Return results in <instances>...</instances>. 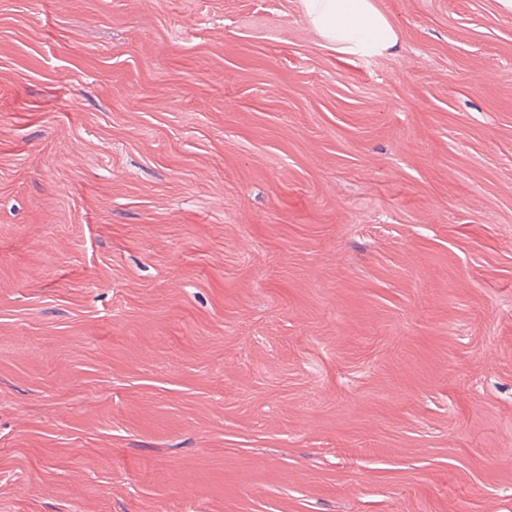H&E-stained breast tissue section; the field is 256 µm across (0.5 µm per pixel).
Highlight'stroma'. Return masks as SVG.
Instances as JSON below:
<instances>
[{"mask_svg": "<svg viewBox=\"0 0 512 512\" xmlns=\"http://www.w3.org/2000/svg\"><path fill=\"white\" fill-rule=\"evenodd\" d=\"M0 0V512H512V15ZM314 33L345 56L391 53L398 32L374 0H299Z\"/></svg>", "mask_w": 512, "mask_h": 512, "instance_id": "1", "label": "stroma"}]
</instances>
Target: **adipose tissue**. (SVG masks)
<instances>
[{
	"instance_id": "adipose-tissue-1",
	"label": "adipose tissue",
	"mask_w": 512,
	"mask_h": 512,
	"mask_svg": "<svg viewBox=\"0 0 512 512\" xmlns=\"http://www.w3.org/2000/svg\"><path fill=\"white\" fill-rule=\"evenodd\" d=\"M314 33L337 54L376 56L392 52L398 32L375 0H299Z\"/></svg>"
}]
</instances>
